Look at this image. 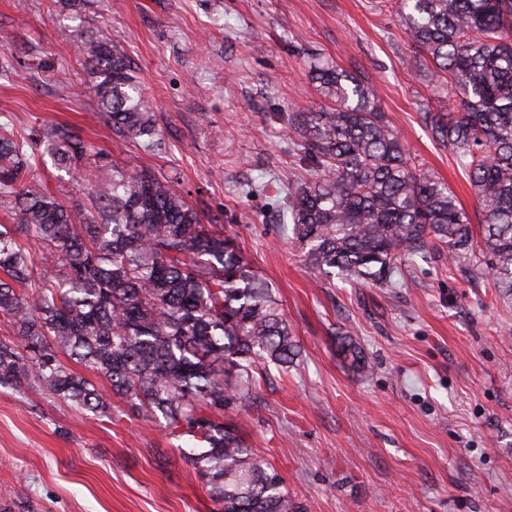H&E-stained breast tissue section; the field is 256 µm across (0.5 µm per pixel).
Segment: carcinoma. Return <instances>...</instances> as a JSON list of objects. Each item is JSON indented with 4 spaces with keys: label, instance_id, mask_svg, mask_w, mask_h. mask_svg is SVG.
Here are the masks:
<instances>
[{
    "label": "carcinoma",
    "instance_id": "1",
    "mask_svg": "<svg viewBox=\"0 0 512 512\" xmlns=\"http://www.w3.org/2000/svg\"><path fill=\"white\" fill-rule=\"evenodd\" d=\"M414 63L446 86L450 113L425 110L432 138L464 170L481 209L471 221L455 193L416 163L354 71L309 61L324 103L288 114L308 178L288 188L284 219L318 278L395 284L397 261L428 247L457 260L488 257L494 287L512 295V0H397ZM92 91L119 136L149 150L162 142L153 99L130 58L98 29L79 40ZM87 144L65 126L44 153L68 168ZM19 144L0 138V387L45 392L98 417L112 402L74 373L87 364L132 413L162 421L198 473L215 512H304L281 476L246 443L259 366L286 371L299 344L268 284L221 224H206L166 176L114 164L93 180L99 220L78 219L28 178ZM40 246L42 266L19 242ZM361 372L362 349L340 342Z\"/></svg>",
    "mask_w": 512,
    "mask_h": 512
}]
</instances>
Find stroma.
<instances>
[{
  "label": "stroma",
  "instance_id": "obj_1",
  "mask_svg": "<svg viewBox=\"0 0 512 512\" xmlns=\"http://www.w3.org/2000/svg\"><path fill=\"white\" fill-rule=\"evenodd\" d=\"M390 0H0V135L34 182L92 213L84 163L58 168L46 131L69 125L106 161L170 178L223 225L273 289L301 344L267 367L248 440L305 512H512V297L469 256L399 261L397 287L314 286L283 224L285 189L305 178L289 113L321 103L317 57L363 73L410 155L480 208L462 168L419 113L452 111L413 65ZM99 28L156 99L166 147L119 137L96 106L77 37ZM351 333L367 367L337 351ZM187 439L142 417L115 422L30 391L0 388V512H213L179 454Z\"/></svg>",
  "mask_w": 512,
  "mask_h": 512
}]
</instances>
